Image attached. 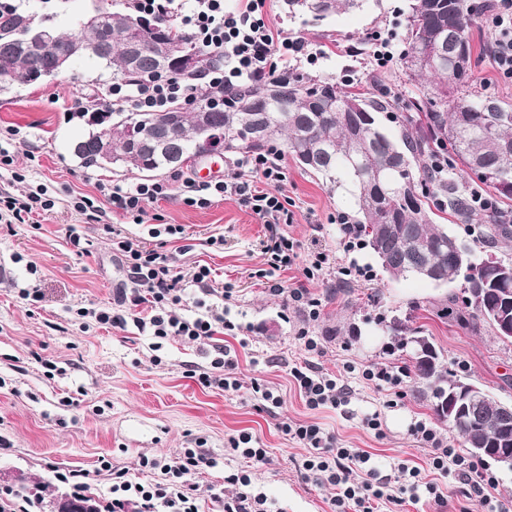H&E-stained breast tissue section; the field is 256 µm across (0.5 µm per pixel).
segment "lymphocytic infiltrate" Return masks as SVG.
<instances>
[{
	"mask_svg": "<svg viewBox=\"0 0 512 512\" xmlns=\"http://www.w3.org/2000/svg\"><path fill=\"white\" fill-rule=\"evenodd\" d=\"M267 2L238 0L237 7L228 11L224 0H124L130 14L178 20L181 30L193 43L217 54L219 62L198 81L161 76L145 85L116 82L99 101L78 93L72 98V111L98 112L107 103L128 112H163L177 101L193 102L200 98L220 105L224 102V92L238 84L262 78L285 80L292 76L295 63L317 62L318 53L305 39L292 36L268 21ZM485 25L491 35L489 52L494 67L501 76L511 80L512 0H493ZM283 159L282 150L273 145L238 158L224 180L210 185L199 186L186 179L176 190L169 181L152 180L129 187L102 183L98 190L136 224L144 221L146 203L169 198L175 192L186 206L199 209L209 207L214 199L234 196L263 220L269 232L264 254L272 269L298 266L309 281H325L334 275L368 279L366 270L342 260L343 254L359 246L361 235L360 227L349 223L346 214L335 217L340 226L342 256L325 250L300 254L298 241L286 231L293 221L286 197L277 190H259L253 184L257 178L276 186L283 182L286 178ZM54 206V201L40 187L21 195L0 191V213L7 214L17 224L28 223L32 215L49 212ZM105 231L112 237V251L121 259L131 287L120 290L117 306L81 308L78 316H91L99 324L115 327L131 322L140 333L162 341L178 337L195 342L210 362L200 371H189V378L206 388L238 390V363L217 340L218 334L239 329L238 324L226 318L223 308L224 302L232 298L230 290L214 288L208 266H198L191 279H184L175 272L166 251L147 247L111 225ZM189 302L200 310L199 316L191 320L176 313L177 307ZM291 376L309 408L326 405L336 408L348 402L350 391L335 374L304 366L293 368ZM283 431L308 449L303 468L315 482L332 487L331 503L336 512H380L382 503L397 502L396 491L379 478L365 452L340 447L334 435L315 424L287 423ZM411 436L419 447L429 450L434 470L472 484L487 512H506L498 497L497 477L492 472L478 470L473 460L453 448L432 422H416ZM228 445L229 454L242 458L245 466L224 478L225 483L235 486V494L225 496L216 492L213 500L220 503L222 512H266L265 498L249 490L248 474L249 468L266 463V449L256 447L247 432L230 437ZM216 464V458L201 448L184 449L166 463L156 458H141V468L163 469L164 481L142 484L129 479L126 471H114L112 497L102 503L101 512H128L133 506L139 512H199L201 492L190 477Z\"/></svg>",
	"mask_w": 512,
	"mask_h": 512,
	"instance_id": "1",
	"label": "lymphocytic infiltrate"
}]
</instances>
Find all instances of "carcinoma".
<instances>
[{
  "label": "carcinoma",
  "instance_id": "cac0c4a2",
  "mask_svg": "<svg viewBox=\"0 0 512 512\" xmlns=\"http://www.w3.org/2000/svg\"><path fill=\"white\" fill-rule=\"evenodd\" d=\"M288 17L315 24L349 10H363L370 0H286ZM474 10L468 0H408L400 57L411 94L397 99L372 100L343 89L329 77L300 78L288 83L256 80L233 91L224 107L206 105L202 113L81 112L92 126L76 142L73 155L85 166L101 161L104 139L112 135V163L128 170L155 173L180 167L199 155L210 138L226 152H256L282 136L286 152L305 171L336 189L353 193L352 223L367 232V245L392 280L410 276L437 287L462 280V295L443 296L437 305L448 311L458 305L456 322L476 331L487 324L496 328L482 304L508 301L512 312V278L497 280L483 261L512 243V223L499 212L474 213L462 183L477 179L500 202L512 201V101L487 95L475 86L473 48L469 29ZM96 21L74 35L58 31L49 18L35 13L14 14L0 21V73L8 81L38 83L47 78L50 57L67 52L73 39L88 48L87 56L112 68V77L139 82L156 75V63L147 53L130 56L129 45L177 43L200 56L202 67L212 62L171 21L143 18L98 8ZM47 32L50 46L28 44V35ZM443 36L445 59L425 61L428 43L422 35ZM408 111L397 138L389 136L378 114L399 105ZM447 150L451 176L434 185L426 170L434 155ZM440 195L462 224H479L478 246L463 243V250L448 254L458 236L433 223L429 194ZM390 336V351L407 352L408 368L425 385L424 395L438 420L448 422L444 406L448 393L464 385L457 371L441 361L422 327L411 318L380 319ZM417 343L429 359L408 352ZM502 403L487 402L465 426H454L469 452L471 439L492 440Z\"/></svg>",
  "mask_w": 512,
  "mask_h": 512
}]
</instances>
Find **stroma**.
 Masks as SVG:
<instances>
[{"label": "stroma", "instance_id": "obj_1", "mask_svg": "<svg viewBox=\"0 0 512 512\" xmlns=\"http://www.w3.org/2000/svg\"><path fill=\"white\" fill-rule=\"evenodd\" d=\"M94 1L11 0L28 12L50 15L52 25L67 33L79 32L78 22L92 11ZM406 3L380 0L372 10L329 19L318 30L302 20H289L282 0H271L270 17L320 50L316 65H300L301 75L339 79L348 73L360 78L365 96L380 100L386 91L402 95L407 90L398 61L404 48L398 33ZM470 38L479 85L512 100V81L502 80L492 66L481 18H474ZM381 44L393 58L373 80L367 73L375 69L373 53ZM109 76L97 59L80 57L55 78L0 88V127L21 129L22 140L10 150L16 166L26 172L25 182L18 183L0 169V191L17 195L41 185L55 201L53 210L33 223H0V439L6 442L0 449V488L16 487L22 477L42 484L41 512H50V504L73 493L59 473L84 469L93 477L89 496L101 502L112 496L114 470H126L141 483L152 482L161 473L141 470V457L170 458L186 448H203L218 465L197 475V482L201 488L231 494L235 488L225 484L224 475L241 461L226 459L224 448L230 436L246 430L269 452L268 463L251 472L250 490L266 498L270 512H332V490L304 478L307 449L281 429L282 423L293 421L319 425L334 434L340 446L370 454L392 486L403 481L401 467L426 470L448 499L441 506L424 496L393 512H484L472 487L429 470L428 450L413 441V424L435 418L417 382H410L404 397L393 404L387 392L352 373L344 378L352 391L348 405L311 410L290 376L292 367L305 363L335 373L348 363L398 362V355L387 352V338L376 320L408 316L432 336L459 374L496 400L512 403V350L504 349L490 327L471 333L430 311L439 297L458 293L460 284L440 289L414 277L391 280L365 246L350 258L370 271L371 280L309 284L298 270H269L262 252L267 229L237 200L219 199L198 209L172 199L152 204L148 214L164 224L182 225V238L168 239L165 245L175 254L180 273L188 278L197 266L207 265L217 287L229 283L236 292L228 317L242 325L243 334L224 337L223 343L237 356L241 389L227 394L188 378L187 370L209 363L194 342L168 340L159 352L160 364L154 365L149 361L150 337L139 335L134 326L121 330L94 323L84 329L73 321V310L111 302L117 289L129 285L104 224L84 223L71 206L73 198H96L104 223L122 225L130 237L149 238L147 225L124 222L97 190L98 181L129 186L145 181V174L109 165L85 166L72 153L89 127L71 112V97L88 92L90 81ZM284 163L281 192L294 218L288 234L302 249L339 252V228L331 217L339 211L352 213V195L330 189L292 158ZM73 224L89 240L88 253L78 254L71 245L68 229ZM213 237L223 239V246L210 245ZM276 283L287 288L307 285L322 302L319 318L304 322L283 296L272 293ZM32 286L40 288V300L20 298V289ZM303 326L319 337L320 353L305 352L297 337ZM255 379L279 392L280 407L259 409L250 396ZM373 413L382 423L377 431L364 424Z\"/></svg>", "mask_w": 512, "mask_h": 512}]
</instances>
